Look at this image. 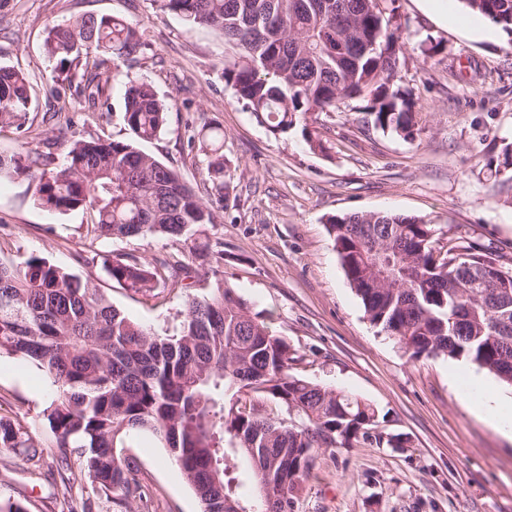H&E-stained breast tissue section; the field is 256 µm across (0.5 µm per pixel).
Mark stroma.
<instances>
[{"mask_svg":"<svg viewBox=\"0 0 512 512\" xmlns=\"http://www.w3.org/2000/svg\"><path fill=\"white\" fill-rule=\"evenodd\" d=\"M402 28L393 85L411 95L421 132L405 140L383 134L349 102L308 115L328 151L310 148L300 130L275 136L258 124L222 77L225 47L215 31L190 27L162 13L156 0H0V64L24 71L33 89L28 133L0 132V154L20 142L63 159L67 142L109 135L124 142L123 84L107 67L102 80L109 110L73 123L51 118L57 83L45 53L47 29L69 18L121 16L146 44L132 76L148 80L170 108L164 132L144 151L177 171L203 200H211L207 159L189 140L202 125L224 130V160L234 206L220 210L205 237L222 243L219 276L199 275L201 294L224 282L252 312L285 338L298 377L351 393L377 407L383 442L320 451L297 496L294 512H512V442L471 412L448 376L450 366L475 364L448 357L411 358L368 321L347 280L325 220L354 212L413 215L432 224L440 243L459 239L512 268V187L488 164L512 143V36L470 32L479 15L448 0L454 21L442 24L419 0H396ZM436 47L424 56L422 43ZM82 210L37 206L23 176L0 178V262L37 254L80 276H93L106 299L129 318L178 333L185 292L170 284L158 296L112 281L101 261L130 254L150 261L175 242L146 236L93 239ZM50 387L37 371L0 356V418L21 423L43 447L52 444L44 415ZM403 436L394 448L387 437ZM122 458L138 471L150 496L132 507L93 489L79 466L61 483L47 455L32 464L22 450L0 452V502L26 512H60L63 496L88 499L93 512H202L192 487L165 448L147 437L126 439Z\"/></svg>","mask_w":512,"mask_h":512,"instance_id":"obj_1","label":"stroma"}]
</instances>
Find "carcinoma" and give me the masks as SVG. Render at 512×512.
<instances>
[{
    "label": "carcinoma",
    "mask_w": 512,
    "mask_h": 512,
    "mask_svg": "<svg viewBox=\"0 0 512 512\" xmlns=\"http://www.w3.org/2000/svg\"><path fill=\"white\" fill-rule=\"evenodd\" d=\"M159 9L224 38L223 77L237 102L274 135L314 112L363 102L371 124L405 140L419 134L409 94L392 88L401 47L396 7L386 0H157ZM512 35V0H461ZM47 57L82 69L79 94L97 112L102 69L139 62L145 43L119 16L80 15L51 26ZM33 104L27 76L0 66V129L24 131ZM169 106L153 85L128 79L123 119L129 142L103 135L71 142L63 163L25 151L26 165L0 155L33 184L48 210L87 209L86 234L168 238L198 266L214 253L198 244L216 223L212 205L179 174L136 147L162 133ZM191 141L207 157L218 202L229 201L224 131L206 124ZM327 231L369 321L413 358H465L512 387V269L460 243L437 246L432 225L385 212L333 215ZM115 282L151 293L192 267L178 255L154 263L132 255L104 260ZM42 372L51 386L46 417L59 470L81 462L101 492L122 501L146 492L117 449L147 434L167 448L203 512H293L294 494L322 448L376 433L379 412L365 400L291 373L288 342L228 285L187 294L175 335L131 320L80 277L35 254L0 262V354ZM44 449L19 423L0 419V450ZM278 501L261 505V489Z\"/></svg>",
    "instance_id": "carcinoma-1"
}]
</instances>
